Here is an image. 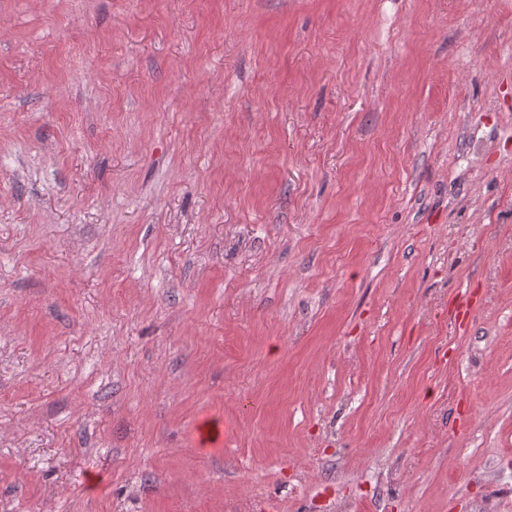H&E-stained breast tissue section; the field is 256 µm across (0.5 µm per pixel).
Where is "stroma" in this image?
Instances as JSON below:
<instances>
[{
	"label": "stroma",
	"instance_id": "1",
	"mask_svg": "<svg viewBox=\"0 0 512 512\" xmlns=\"http://www.w3.org/2000/svg\"><path fill=\"white\" fill-rule=\"evenodd\" d=\"M512 512V0H0V512Z\"/></svg>",
	"mask_w": 512,
	"mask_h": 512
}]
</instances>
